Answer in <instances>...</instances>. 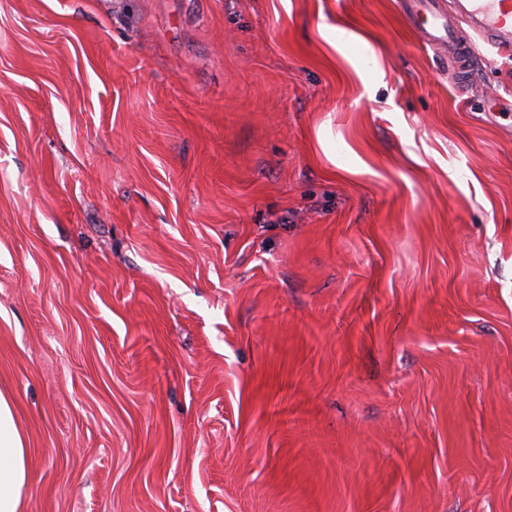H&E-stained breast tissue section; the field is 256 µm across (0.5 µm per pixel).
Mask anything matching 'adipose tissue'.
I'll return each mask as SVG.
<instances>
[{
  "label": "adipose tissue",
  "instance_id": "ef3b65f1",
  "mask_svg": "<svg viewBox=\"0 0 512 512\" xmlns=\"http://www.w3.org/2000/svg\"><path fill=\"white\" fill-rule=\"evenodd\" d=\"M26 440L17 424L13 398L0 388V512H21L29 484Z\"/></svg>",
  "mask_w": 512,
  "mask_h": 512
}]
</instances>
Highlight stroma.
<instances>
[{
	"instance_id": "stroma-1",
	"label": "stroma",
	"mask_w": 512,
	"mask_h": 512,
	"mask_svg": "<svg viewBox=\"0 0 512 512\" xmlns=\"http://www.w3.org/2000/svg\"><path fill=\"white\" fill-rule=\"evenodd\" d=\"M22 512H512V54L407 0H0Z\"/></svg>"
}]
</instances>
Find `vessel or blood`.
I'll return each mask as SVG.
<instances>
[{
  "mask_svg": "<svg viewBox=\"0 0 512 512\" xmlns=\"http://www.w3.org/2000/svg\"><path fill=\"white\" fill-rule=\"evenodd\" d=\"M417 15L425 16L421 34L430 44L446 49L449 64L468 73L474 61V42L483 40L497 49L512 47V0H455L464 24L452 27L442 0H414Z\"/></svg>",
  "mask_w": 512,
  "mask_h": 512,
  "instance_id": "1",
  "label": "vessel or blood"
}]
</instances>
